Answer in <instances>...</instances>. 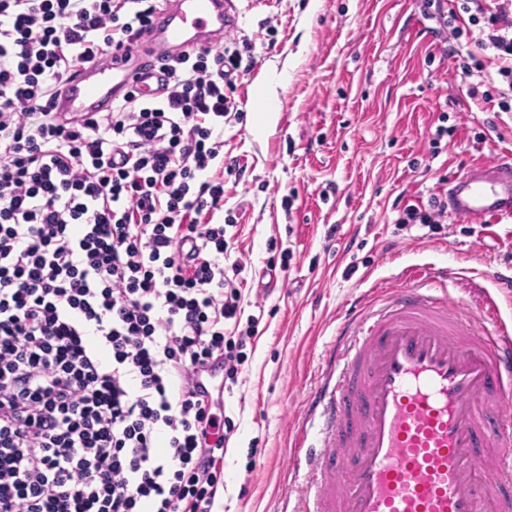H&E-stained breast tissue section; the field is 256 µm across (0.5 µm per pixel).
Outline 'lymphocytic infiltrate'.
<instances>
[{"instance_id":"1","label":"lymphocytic infiltrate","mask_w":512,"mask_h":512,"mask_svg":"<svg viewBox=\"0 0 512 512\" xmlns=\"http://www.w3.org/2000/svg\"><path fill=\"white\" fill-rule=\"evenodd\" d=\"M156 0H0V512H214L236 381L258 320L228 252L224 127L241 50L165 58L163 93L70 123L61 84L130 56ZM463 74L512 112V0H456ZM245 322L239 335L226 322Z\"/></svg>"}]
</instances>
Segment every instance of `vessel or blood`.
Returning <instances> with one entry per match:
<instances>
[{"label": "vessel or blood", "instance_id": "1", "mask_svg": "<svg viewBox=\"0 0 512 512\" xmlns=\"http://www.w3.org/2000/svg\"><path fill=\"white\" fill-rule=\"evenodd\" d=\"M149 56L211 46L236 0H160ZM159 96L137 59L84 66L55 101L70 116H106L128 89ZM464 220L512 219V159L471 167L448 194ZM449 272L379 290L346 315L304 400L293 449L292 512H512V323L454 309Z\"/></svg>", "mask_w": 512, "mask_h": 512}]
</instances>
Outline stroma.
I'll return each instance as SVG.
<instances>
[{
	"label": "stroma",
	"mask_w": 512,
	"mask_h": 512,
	"mask_svg": "<svg viewBox=\"0 0 512 512\" xmlns=\"http://www.w3.org/2000/svg\"><path fill=\"white\" fill-rule=\"evenodd\" d=\"M234 32L255 65L224 127L226 239L241 305L258 317L238 382L219 512H282L303 396L349 303L404 268L451 267L453 305L491 297L512 321V223L449 217L398 229L441 180L512 156V112L489 110L440 28L445 0H240ZM448 134L432 148L439 116Z\"/></svg>",
	"instance_id": "obj_1"
}]
</instances>
